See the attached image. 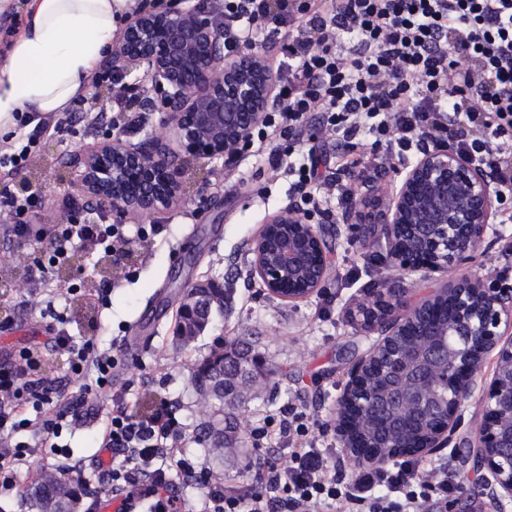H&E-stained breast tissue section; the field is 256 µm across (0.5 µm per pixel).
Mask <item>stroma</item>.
Wrapping results in <instances>:
<instances>
[{
    "mask_svg": "<svg viewBox=\"0 0 512 512\" xmlns=\"http://www.w3.org/2000/svg\"><path fill=\"white\" fill-rule=\"evenodd\" d=\"M68 118L72 133L66 142L42 140L33 163L17 176L21 182L38 178L40 218L46 227L56 210L71 200L67 193V183L75 176L71 158L108 135L104 128L85 134L78 113H69ZM189 177L186 198L150 215L128 216L131 224L163 225L159 236L131 243L116 263L76 252L71 266L54 275L55 306L68 312L77 342L89 340L104 350L119 348L137 324L146 342L137 354L121 356L111 386L96 390L88 402L70 412L60 437L17 433V440L37 448L38 454L10 483H0V512H26L19 492L45 467L67 469L70 476L82 479L90 494L110 498L111 485L95 467L100 454L97 432L112 413L113 392L120 390L126 393V410L137 415L152 413L165 400L175 403L184 434L181 446L188 455L226 486L256 484L263 458L287 454L284 443L274 438L282 408L298 407L321 444L331 442L336 400L346 372L376 340L351 322L349 309L369 292L392 283L421 297L447 279L443 273L420 277L391 270L384 252L363 249L345 226L314 212L310 219L326 232L333 271L318 294L295 304L283 302L250 281L246 250L266 220L292 204L289 177L274 176L267 153L252 145L233 163L193 170ZM45 253V244H18L0 222V273L6 278L27 279L30 262ZM18 256L25 262L16 267L12 261ZM102 279L113 282L105 307L85 303L76 294V287L89 288ZM205 281L229 291L232 311L214 315L203 336L189 347H178L179 299L186 286ZM40 300L35 290L16 288L0 295V361L16 349L46 343L49 333ZM238 337L252 345L268 375L242 407L244 429L235 432L231 448L216 458L209 455L202 437L224 410L217 406L207 415L199 411L193 372L215 346ZM495 362V354L486 356L449 448L412 459L414 466L426 470L447 465L453 481L447 496L435 494L424 501L423 512H512V503L499 504L486 494L473 470V443Z\"/></svg>",
    "mask_w": 512,
    "mask_h": 512,
    "instance_id": "35a3bbf8",
    "label": "stroma"
}]
</instances>
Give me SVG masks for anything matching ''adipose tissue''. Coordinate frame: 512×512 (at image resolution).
Segmentation results:
<instances>
[{
	"mask_svg": "<svg viewBox=\"0 0 512 512\" xmlns=\"http://www.w3.org/2000/svg\"><path fill=\"white\" fill-rule=\"evenodd\" d=\"M137 0H32L11 50L0 57V130L17 114L67 111L108 52Z\"/></svg>",
	"mask_w": 512,
	"mask_h": 512,
	"instance_id": "adipose-tissue-1",
	"label": "adipose tissue"
}]
</instances>
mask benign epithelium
<instances>
[{"label": "benign epithelium", "mask_w": 512, "mask_h": 512, "mask_svg": "<svg viewBox=\"0 0 512 512\" xmlns=\"http://www.w3.org/2000/svg\"><path fill=\"white\" fill-rule=\"evenodd\" d=\"M112 69L163 89L138 101L162 112L160 129L133 143L114 130L80 158L71 185L109 205L120 222L152 214L185 194V166L236 159L251 131L276 106L277 75L261 50L224 51V30L200 0L138 10L127 17ZM185 165L170 156L169 137ZM500 195L488 170L447 146L424 150L396 183L360 184L354 205L336 215L368 248L386 244L390 264L429 276L464 267L485 250ZM250 273L268 294L297 303L320 292L331 269L321 227L293 207L274 214L252 239ZM182 325L205 327L181 304ZM361 326L380 339L349 369L337 399L336 435L359 464L447 447L487 353L496 366L475 441L474 464L497 499L512 501V289L490 277L446 281L414 300L399 290L359 307ZM225 379L243 381L239 358L218 359Z\"/></svg>", "instance_id": "obj_1"}]
</instances>
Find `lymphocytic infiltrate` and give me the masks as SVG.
<instances>
[{
  "mask_svg": "<svg viewBox=\"0 0 512 512\" xmlns=\"http://www.w3.org/2000/svg\"><path fill=\"white\" fill-rule=\"evenodd\" d=\"M217 16L224 41L234 50H254L281 40L288 61L276 64L277 107L257 130L260 150L273 171L292 176L301 204L319 206L334 194L352 203L356 181H375L396 171L411 151H422L452 136L461 152L487 165L501 195H512V0H220ZM93 84L107 86V106L95 99L77 102L88 129L102 115L112 123L135 125L138 87L97 70ZM323 140L335 142L336 176L319 173V148L310 146L300 166L284 163L280 140H300L310 122ZM67 128L54 116L39 119L24 144L0 148V216L18 239H49L51 256L39 273L69 263L75 249L106 256L123 251L131 236L103 210L82 204L53 218L51 234L32 223L36 191L14 189L16 175L32 161V146L43 137L61 138ZM375 134L371 151L358 150ZM52 349L69 358L70 376L47 381L37 353L23 348L0 363V477L20 469L28 445L11 434L25 430L58 435L68 413L86 403L94 388L112 381L119 360L91 343L76 344L60 313H53ZM87 378L79 395L68 396L71 376ZM176 428L172 405L137 418L123 407L112 411L102 446L113 454L102 469L111 484L115 512H419L422 494L447 493L448 470L429 471L411 489L406 462L366 464L351 481L336 467L332 446H319L305 413L282 411L277 436L288 444L282 463H263L259 482L240 490L224 486L206 467L169 444ZM175 460L185 478L204 490L193 504H179L155 459ZM385 496H375V488Z\"/></svg>",
  "mask_w": 512,
  "mask_h": 512,
  "instance_id": "f902f5d3",
  "label": "lymphocytic infiltrate"
}]
</instances>
